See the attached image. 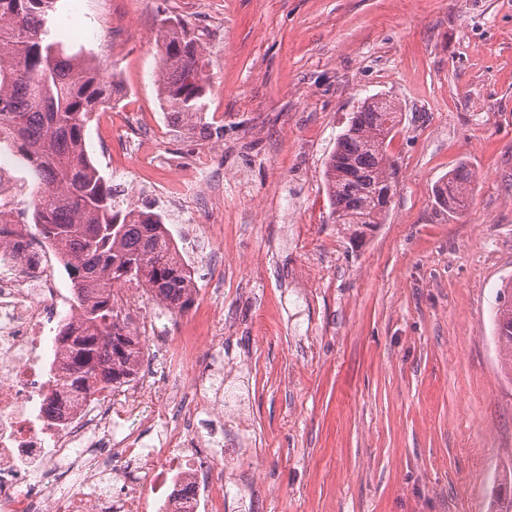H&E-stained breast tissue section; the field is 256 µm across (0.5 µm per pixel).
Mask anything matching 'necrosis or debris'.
Here are the masks:
<instances>
[{"mask_svg":"<svg viewBox=\"0 0 512 512\" xmlns=\"http://www.w3.org/2000/svg\"><path fill=\"white\" fill-rule=\"evenodd\" d=\"M161 137L142 113L127 114L118 153L133 157L142 181L160 161ZM212 166L207 151L188 164L169 163L168 192L183 196ZM34 195L14 165L0 163V229L11 231L13 243L0 259V512H224V465L200 455L206 437L197 418L225 415L236 437L246 422L207 394L213 332L175 348L154 333L147 289L113 284L112 297L141 341L136 376L86 396L56 385L66 355L51 331L59 315L76 312L48 264L50 247L37 260L17 248L27 234L22 204ZM188 359L193 377L154 379L157 364L179 368ZM147 430L157 443L145 442ZM107 474L114 486L100 489Z\"/></svg>","mask_w":512,"mask_h":512,"instance_id":"4bbe7bcc","label":"necrosis or debris"}]
</instances>
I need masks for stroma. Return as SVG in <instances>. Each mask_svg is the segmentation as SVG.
<instances>
[{
	"instance_id": "1",
	"label": "stroma",
	"mask_w": 512,
	"mask_h": 512,
	"mask_svg": "<svg viewBox=\"0 0 512 512\" xmlns=\"http://www.w3.org/2000/svg\"><path fill=\"white\" fill-rule=\"evenodd\" d=\"M219 43L208 125L187 130L157 97L161 15ZM137 31L113 41L110 18ZM71 49L115 75L165 131L161 153L213 148L224 182V286L215 242L155 204L134 163L119 204L166 213L224 314L214 377L249 432L224 443L225 512H488L512 486V381L500 374L496 295L512 279V0H61ZM402 123L395 193L362 239L334 224L324 171L360 102ZM467 165L470 203L436 190Z\"/></svg>"
}]
</instances>
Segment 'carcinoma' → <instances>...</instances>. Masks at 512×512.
<instances>
[{
  "label": "carcinoma",
  "mask_w": 512,
  "mask_h": 512,
  "mask_svg": "<svg viewBox=\"0 0 512 512\" xmlns=\"http://www.w3.org/2000/svg\"><path fill=\"white\" fill-rule=\"evenodd\" d=\"M56 0H0V135L19 145L39 188L32 201L33 239L56 247L71 276L82 324H60L57 336L69 360L63 384L87 392L122 384L134 374L141 342L121 326L108 288L134 283L150 289L169 312L194 298L183 260L173 256L163 217L135 216L114 203L112 182L92 163L85 127L112 105L118 84L100 80L95 59L70 51L52 27ZM160 77L162 105L184 125H206L204 97L211 61L187 21L167 16ZM401 108L369 98L352 113L324 172L334 223L364 235L384 223L396 165L387 153ZM473 174L462 167L437 189L449 205L469 196ZM496 342L512 353V280L499 293Z\"/></svg>",
  "instance_id": "1"
}]
</instances>
